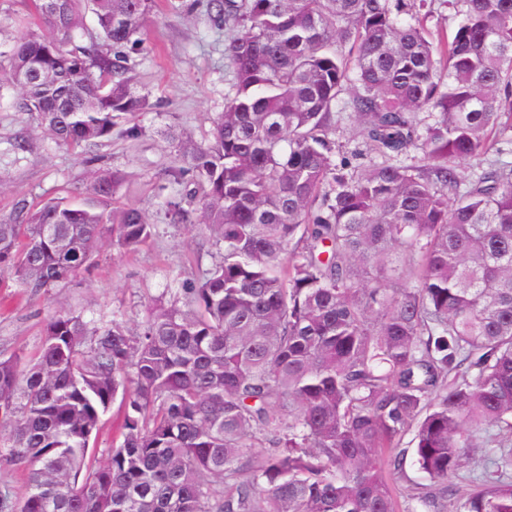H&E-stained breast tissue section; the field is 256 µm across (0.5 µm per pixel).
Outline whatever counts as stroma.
<instances>
[{"mask_svg":"<svg viewBox=\"0 0 512 512\" xmlns=\"http://www.w3.org/2000/svg\"><path fill=\"white\" fill-rule=\"evenodd\" d=\"M207 0H154L140 51L128 64L151 107L133 118L137 138L114 130L98 146L101 168L125 173L116 205H132L149 215L152 236L134 250L105 243L90 270L48 292L28 296L9 286L12 301L0 302V353L33 356L45 320L73 310L99 324L122 322L130 331L143 324L151 300L167 297L202 278L219 260L223 246L193 224L169 223L160 184L173 166L179 144L169 131L205 143L211 122L232 91L227 28L206 12ZM26 150L13 148L16 138ZM336 156L349 169H367L377 158L364 146L350 113H343L334 135ZM85 152L57 145L43 136L38 119L0 101V220L12 217L17 202L30 209L51 200L87 197L89 167Z\"/></svg>","mask_w":512,"mask_h":512,"instance_id":"35a3bbf8","label":"stroma"}]
</instances>
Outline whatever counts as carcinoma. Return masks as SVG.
I'll return each mask as SVG.
<instances>
[{"mask_svg": "<svg viewBox=\"0 0 512 512\" xmlns=\"http://www.w3.org/2000/svg\"><path fill=\"white\" fill-rule=\"evenodd\" d=\"M450 2L463 21L435 40L399 20L408 0H208L235 29L233 94L166 170L165 210L223 252L135 333L58 312L34 358L0 355V466L25 465L29 486L0 512H512V0ZM31 5L36 28L0 40V88L45 136L89 150L149 108L127 59L151 0ZM87 9L110 50L76 44ZM345 90L383 158L348 177ZM123 181L96 169L89 198L18 203L0 288L37 295L108 239L145 243V213L112 206ZM119 396L122 441L91 470ZM410 431L428 484L402 506ZM479 441L497 454L464 489Z\"/></svg>", "mask_w": 512, "mask_h": 512, "instance_id": "1", "label": "carcinoma"}]
</instances>
